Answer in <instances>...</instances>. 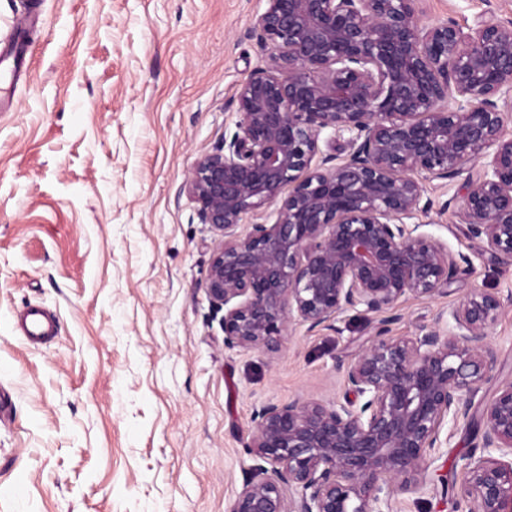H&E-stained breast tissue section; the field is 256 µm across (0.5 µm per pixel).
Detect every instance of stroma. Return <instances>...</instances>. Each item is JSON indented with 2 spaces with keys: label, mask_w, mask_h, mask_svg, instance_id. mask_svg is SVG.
<instances>
[{
  "label": "stroma",
  "mask_w": 512,
  "mask_h": 512,
  "mask_svg": "<svg viewBox=\"0 0 512 512\" xmlns=\"http://www.w3.org/2000/svg\"><path fill=\"white\" fill-rule=\"evenodd\" d=\"M266 0H0V512H229L271 477L247 443L257 410L342 395L339 361L375 334L349 311L295 323L274 352L224 345L206 292L215 235L183 190L238 119L265 66ZM429 21L512 20V0H425ZM477 167L427 185L426 233L472 272L402 298L411 336L474 290L508 299L490 329L483 406L512 379V272L470 238L457 205ZM30 307L56 332L32 343ZM472 420L448 426L432 481L396 512H463Z\"/></svg>",
  "instance_id": "obj_1"
}]
</instances>
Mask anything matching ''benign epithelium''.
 <instances>
[{"label":"benign epithelium","mask_w":512,"mask_h":512,"mask_svg":"<svg viewBox=\"0 0 512 512\" xmlns=\"http://www.w3.org/2000/svg\"><path fill=\"white\" fill-rule=\"evenodd\" d=\"M253 33L268 56L236 95L234 133L190 168L183 189L216 235L206 290L224 345L277 349L295 321L314 330L350 310L376 336L337 364L343 397L267 404L247 447L274 465L229 512H393L429 484L442 429L466 419L493 370L489 332L505 305L479 291L450 322L390 335L407 295L434 298L469 260L406 220L426 182L480 162L457 215L512 269V20L467 29L424 21L423 0H266ZM348 133L347 154L322 131ZM274 207L273 221L238 231ZM459 488L467 512H512V380L477 422Z\"/></svg>","instance_id":"obj_1"}]
</instances>
